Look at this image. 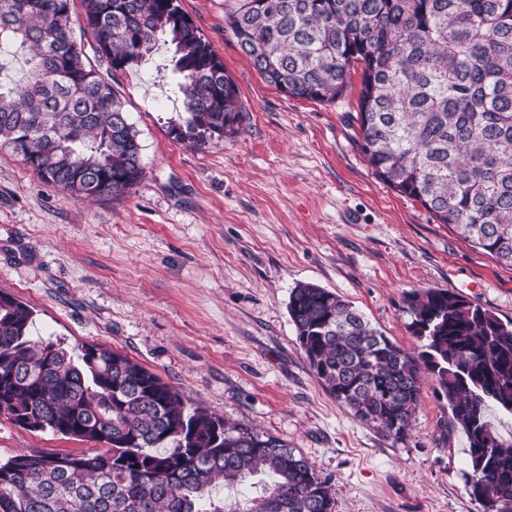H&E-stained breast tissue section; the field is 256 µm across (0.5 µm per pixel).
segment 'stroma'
<instances>
[{"mask_svg": "<svg viewBox=\"0 0 512 512\" xmlns=\"http://www.w3.org/2000/svg\"><path fill=\"white\" fill-rule=\"evenodd\" d=\"M239 89L243 132L177 142L167 52L119 76L145 175L82 200L0 147V291L34 311L33 341L100 344L183 398L285 441L325 480L334 512H482L465 479L468 443L423 376L398 440L322 387L288 312L313 283L351 302L408 351V294L446 289L512 320V269L374 175L357 147L360 73L336 100L286 96L224 30V0H180ZM102 444L33 432L0 414V461L94 454Z\"/></svg>", "mask_w": 512, "mask_h": 512, "instance_id": "1", "label": "stroma"}]
</instances>
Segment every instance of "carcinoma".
I'll return each instance as SVG.
<instances>
[{
    "label": "carcinoma",
    "mask_w": 512,
    "mask_h": 512,
    "mask_svg": "<svg viewBox=\"0 0 512 512\" xmlns=\"http://www.w3.org/2000/svg\"><path fill=\"white\" fill-rule=\"evenodd\" d=\"M0 0V43L24 63L0 80V146L40 180L91 199L132 189L142 145L114 71L165 65L180 94L174 139L235 137L244 113L224 62L179 0ZM225 24L266 82L333 101L361 70L357 145L374 174L512 268V0H233ZM409 352L350 302L312 283L288 311L306 360L354 417L396 439L410 430L423 373L469 444L482 512H512V321L446 289L406 298ZM34 313L0 293V413L31 431L103 443L102 453L0 462V512H334L331 488L283 440L186 407L155 373L102 345L30 339ZM260 491L217 490L251 478Z\"/></svg>",
    "instance_id": "cac0c4a2"
}]
</instances>
